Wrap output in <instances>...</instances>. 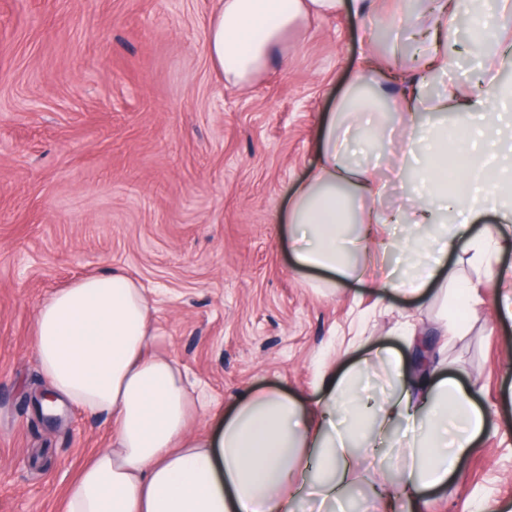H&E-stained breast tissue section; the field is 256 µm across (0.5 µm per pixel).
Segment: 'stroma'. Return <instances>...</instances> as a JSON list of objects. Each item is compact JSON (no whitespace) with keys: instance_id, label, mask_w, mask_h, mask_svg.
<instances>
[{"instance_id":"obj_1","label":"stroma","mask_w":512,"mask_h":512,"mask_svg":"<svg viewBox=\"0 0 512 512\" xmlns=\"http://www.w3.org/2000/svg\"><path fill=\"white\" fill-rule=\"evenodd\" d=\"M219 0H0V512H62V491L112 420L71 405L38 415L47 388L34 323L48 296L114 270L146 290L156 338L213 434L253 387L312 397L365 345L403 349L412 314L440 335L444 304L411 309L296 268L278 218L316 160L317 132L366 51L410 41L393 0L376 32L341 12L288 34V55L250 86L225 84L207 52ZM481 303L444 354L488 410L487 432L423 512H512V319L460 259ZM387 450L359 461L329 512H382L370 486L398 480Z\"/></svg>"}]
</instances>
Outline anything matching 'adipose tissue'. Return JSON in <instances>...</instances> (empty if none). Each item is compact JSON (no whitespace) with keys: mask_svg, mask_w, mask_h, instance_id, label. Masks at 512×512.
Returning <instances> with one entry per match:
<instances>
[{"mask_svg":"<svg viewBox=\"0 0 512 512\" xmlns=\"http://www.w3.org/2000/svg\"><path fill=\"white\" fill-rule=\"evenodd\" d=\"M376 0H220L207 39L215 69L231 85H246L284 51L289 30L310 15L346 11L377 22ZM429 41L418 45L405 87L388 96L399 78V56L364 60L318 134V161L294 187L286 222L296 266L341 282L369 283L380 294L422 301L444 297L475 307L476 292L457 290L449 255L467 247L488 287L508 274L498 255L512 232V114L498 111L512 88L497 72L512 67V35L492 33L473 0H425ZM469 19L472 41L496 45L474 63L475 93L449 86L427 93L430 77L452 69L445 43L458 15ZM454 113L456 130L421 121L424 113ZM486 121L476 126L472 116ZM401 136L402 153L392 149ZM361 151L389 157L394 173L422 148V192L406 211L382 207L385 186ZM505 168L487 178L489 159ZM465 175L467 192L448 188V167ZM493 223H484L485 215ZM403 225L405 242L384 237ZM379 253V262L356 256ZM36 351L55 399L91 414L112 416L110 447L94 453L63 496V512H293L297 500H340L356 482L355 449L378 457L403 447L408 463L400 482L377 495L391 507L420 512L425 497L443 491L486 428L471 391L430 359L417 375L414 359L388 347L321 379L305 399L278 388L244 393L217 434L187 433L193 399L177 363L149 354L155 339L142 289L119 271L83 277L54 291L35 324ZM388 367L387 392H361L358 381L373 362Z\"/></svg>","mask_w":512,"mask_h":512,"instance_id":"1","label":"adipose tissue"}]
</instances>
